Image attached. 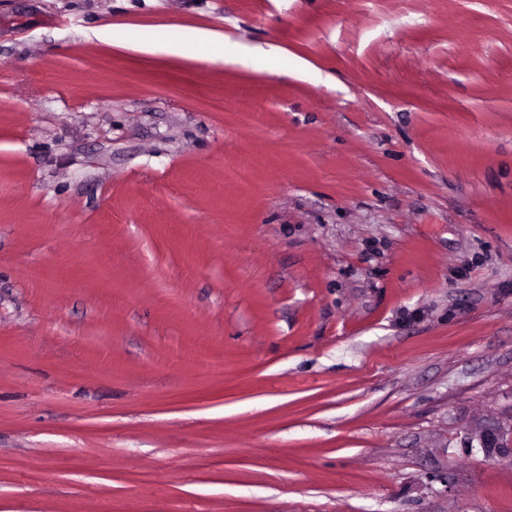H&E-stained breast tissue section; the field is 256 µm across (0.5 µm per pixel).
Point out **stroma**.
Instances as JSON below:
<instances>
[{"mask_svg": "<svg viewBox=\"0 0 512 512\" xmlns=\"http://www.w3.org/2000/svg\"><path fill=\"white\" fill-rule=\"evenodd\" d=\"M511 413L512 0H0V512H512ZM195 37L198 43L213 49L210 57L211 61L224 63V61L230 59V57L224 53L223 33L211 29H201L197 31ZM133 42L147 52L177 54L180 51L178 43L160 33L137 34L133 37ZM463 448H478L487 458L512 457V415L506 421L477 422L464 429ZM475 443V444H474Z\"/></svg>", "mask_w": 512, "mask_h": 512, "instance_id": "1", "label": "stroma"}]
</instances>
